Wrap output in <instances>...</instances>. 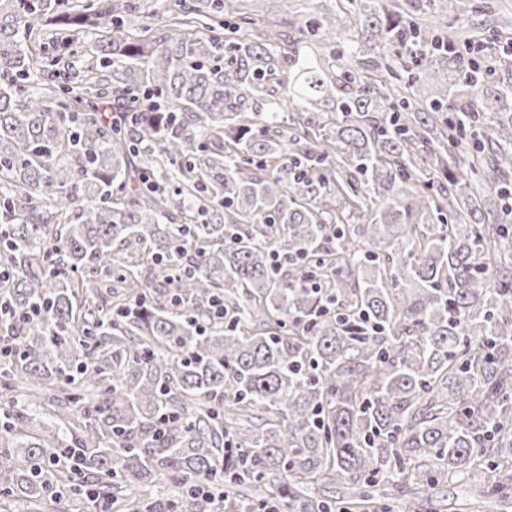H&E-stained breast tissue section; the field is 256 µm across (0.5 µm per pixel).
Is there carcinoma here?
Listing matches in <instances>:
<instances>
[{
	"label": "carcinoma",
	"instance_id": "obj_1",
	"mask_svg": "<svg viewBox=\"0 0 512 512\" xmlns=\"http://www.w3.org/2000/svg\"><path fill=\"white\" fill-rule=\"evenodd\" d=\"M418 2L287 33L174 0L154 38L134 0H0V512L512 491V54ZM78 35L104 68L64 77ZM470 487L468 480L465 478H453L446 483H440L430 489L429 494L433 499L438 500L442 504L441 512H463L461 510L449 509L448 504L453 500H461L468 495Z\"/></svg>",
	"mask_w": 512,
	"mask_h": 512
}]
</instances>
